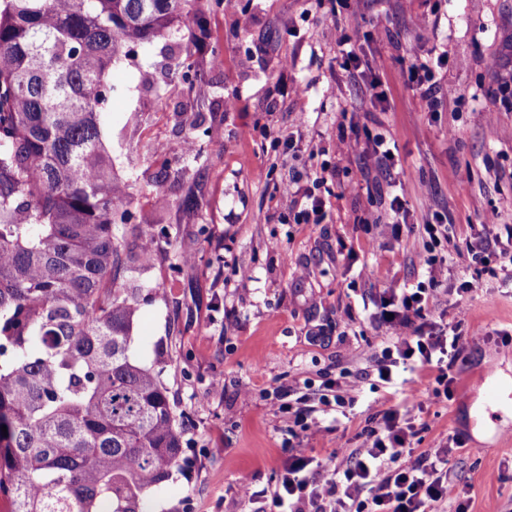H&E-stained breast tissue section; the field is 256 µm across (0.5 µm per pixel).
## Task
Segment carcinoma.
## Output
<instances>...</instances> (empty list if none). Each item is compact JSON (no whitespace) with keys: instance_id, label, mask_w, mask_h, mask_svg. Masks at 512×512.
Returning a JSON list of instances; mask_svg holds the SVG:
<instances>
[{"instance_id":"obj_1","label":"carcinoma","mask_w":512,"mask_h":512,"mask_svg":"<svg viewBox=\"0 0 512 512\" xmlns=\"http://www.w3.org/2000/svg\"><path fill=\"white\" fill-rule=\"evenodd\" d=\"M197 0H0V512H147L146 491L180 468L184 429L132 328L156 288L133 277L170 227L139 228L132 185L104 144L120 88L112 68L188 31ZM186 51L182 91L200 73ZM190 124L194 160L208 130ZM166 172L169 153L147 150Z\"/></svg>"}]
</instances>
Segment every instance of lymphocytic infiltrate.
<instances>
[{
  "mask_svg": "<svg viewBox=\"0 0 512 512\" xmlns=\"http://www.w3.org/2000/svg\"><path fill=\"white\" fill-rule=\"evenodd\" d=\"M444 293L442 282L432 276L415 287L390 292L374 317L390 327L392 337L370 355L369 368L346 383L323 381L314 397L317 406L309 405L308 395L297 397L285 443L292 451L290 461L261 512H437L450 504L455 512H466L448 475L447 456L415 454L414 433L400 426L398 409L384 410L377 424L366 429L362 447L344 455L331 473L314 471L310 459L293 450L295 440L319 433L317 423L307 420L314 408L345 411L356 403L366 381L375 377L390 382L394 368L408 361L436 368L433 394L450 397L448 372L464 359L469 341L462 332L449 335L428 321Z\"/></svg>",
  "mask_w": 512,
  "mask_h": 512,
  "instance_id": "f902f5d3",
  "label": "lymphocytic infiltrate"
}]
</instances>
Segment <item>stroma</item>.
Wrapping results in <instances>:
<instances>
[{"instance_id": "obj_1", "label": "stroma", "mask_w": 512, "mask_h": 512, "mask_svg": "<svg viewBox=\"0 0 512 512\" xmlns=\"http://www.w3.org/2000/svg\"><path fill=\"white\" fill-rule=\"evenodd\" d=\"M209 46L193 54L203 80L191 95L174 88L186 40H157L137 64L113 68L124 93L105 117L117 175L136 166L135 202L150 224H171L202 260L171 276L164 261L144 274L161 286L141 306L133 350L153 363L164 344V381L183 416V465L153 488L151 512H251L239 492L273 490L288 461L284 417L264 400L276 387L304 393L340 372L356 375L390 331L373 317L390 289L426 280L420 261L423 214L447 213L454 245L439 279L441 308L463 311L470 343L452 370L454 397L435 399V368L394 371L392 384L364 386L349 417L315 413L321 431L299 451L321 469L334 453L358 448L371 417L416 394L423 407L406 419L417 452L432 453L449 435V477L468 512H512V289L496 257L471 261L464 243L474 227L496 234L512 224V0H366L337 11L336 0H198ZM351 39L390 106L375 109L365 84L342 67L331 27ZM446 53L437 112H428L406 61ZM303 88L305 100L295 90ZM233 97L237 105L226 109ZM202 123L208 154L192 161L186 128ZM395 144L392 167L367 160V134ZM290 139L283 151L279 142ZM178 158L160 172L147 160L153 143ZM325 178L330 208L323 223L300 224L280 186L292 177ZM404 192L407 221L384 223L374 192ZM187 197L199 200L183 207ZM498 221L484 224L488 214ZM471 292H459L462 282ZM224 391L214 396L213 383Z\"/></svg>"}]
</instances>
